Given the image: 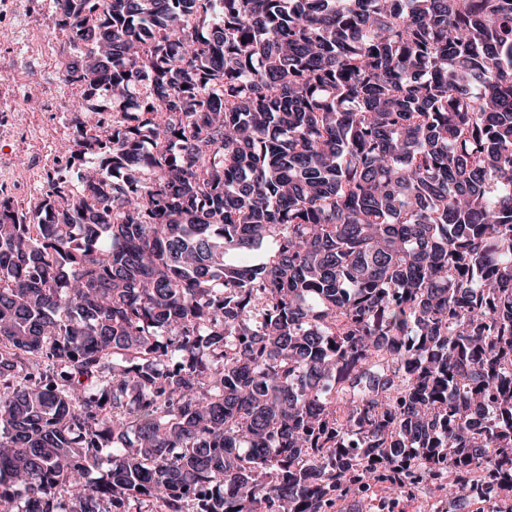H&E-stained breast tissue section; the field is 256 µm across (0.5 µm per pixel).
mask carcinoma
Listing matches in <instances>:
<instances>
[{
  "label": "carcinoma",
  "mask_w": 512,
  "mask_h": 512,
  "mask_svg": "<svg viewBox=\"0 0 512 512\" xmlns=\"http://www.w3.org/2000/svg\"><path fill=\"white\" fill-rule=\"evenodd\" d=\"M56 4L81 174L0 200V512H512V0ZM430 484L419 485L415 489L414 494L410 498H404L391 507L386 500L381 499L377 496L356 498L354 500H348L342 504L343 512H430L432 510V503L434 499L431 497L429 488Z\"/></svg>",
  "instance_id": "carcinoma-1"
}]
</instances>
